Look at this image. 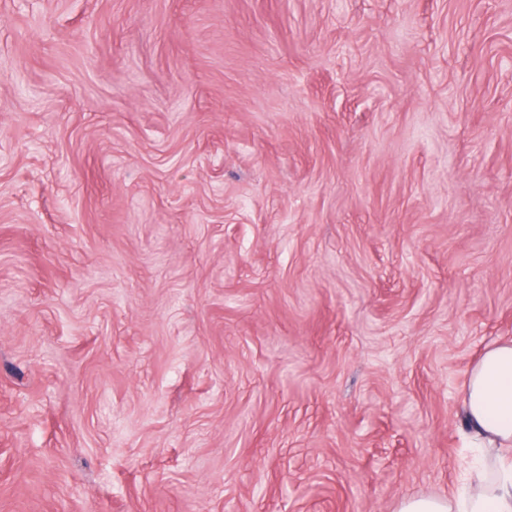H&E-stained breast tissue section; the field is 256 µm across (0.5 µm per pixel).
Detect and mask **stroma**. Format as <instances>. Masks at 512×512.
<instances>
[{
	"label": "stroma",
	"instance_id": "obj_1",
	"mask_svg": "<svg viewBox=\"0 0 512 512\" xmlns=\"http://www.w3.org/2000/svg\"><path fill=\"white\" fill-rule=\"evenodd\" d=\"M512 338V0H0V512L453 496Z\"/></svg>",
	"mask_w": 512,
	"mask_h": 512
}]
</instances>
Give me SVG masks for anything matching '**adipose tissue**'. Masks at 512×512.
<instances>
[{"mask_svg":"<svg viewBox=\"0 0 512 512\" xmlns=\"http://www.w3.org/2000/svg\"><path fill=\"white\" fill-rule=\"evenodd\" d=\"M465 437L487 455L471 467L470 485L453 497L414 495L398 512H512V338L490 346L462 390Z\"/></svg>","mask_w":512,"mask_h":512,"instance_id":"ef3b65f1","label":"adipose tissue"}]
</instances>
